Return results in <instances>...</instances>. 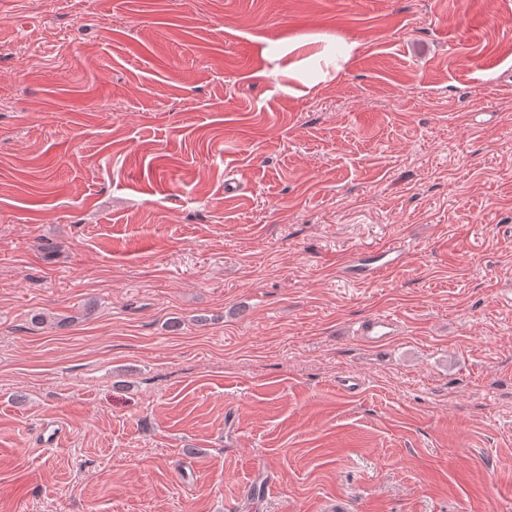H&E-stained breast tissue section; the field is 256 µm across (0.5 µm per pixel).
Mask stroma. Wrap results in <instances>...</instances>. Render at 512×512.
I'll return each instance as SVG.
<instances>
[{"label":"stroma","instance_id":"stroma-1","mask_svg":"<svg viewBox=\"0 0 512 512\" xmlns=\"http://www.w3.org/2000/svg\"><path fill=\"white\" fill-rule=\"evenodd\" d=\"M510 285L512 0H0V512H512ZM400 253L396 249L383 251L361 252L354 257L350 267L360 279L370 280L383 269L396 266L400 260ZM399 323L387 315H373L358 322L356 336L367 349L382 352L399 335Z\"/></svg>","mask_w":512,"mask_h":512}]
</instances>
